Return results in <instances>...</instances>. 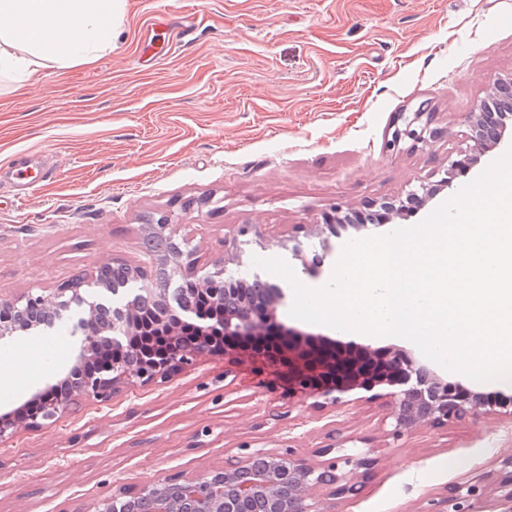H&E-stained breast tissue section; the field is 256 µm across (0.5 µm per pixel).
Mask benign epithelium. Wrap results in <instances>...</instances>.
<instances>
[{
	"instance_id": "7a95c632",
	"label": "benign epithelium",
	"mask_w": 512,
	"mask_h": 512,
	"mask_svg": "<svg viewBox=\"0 0 512 512\" xmlns=\"http://www.w3.org/2000/svg\"><path fill=\"white\" fill-rule=\"evenodd\" d=\"M511 121L512 78H500L489 97L464 114L466 147L457 151V158L448 160L440 187L452 188L456 174L469 170L477 162V154L499 147ZM444 135L433 126L428 104L422 102L415 110L399 115L387 132L384 148L397 150L407 140L414 147H427ZM435 194L424 187L420 192L409 191L404 200H384L378 207L387 211L389 221L404 215L405 201L419 197L426 203ZM181 229L178 214L161 211L143 230L139 247L144 260L107 262L89 275H77L39 293L28 289L0 294V342L33 329H52L70 310L76 316L70 329L74 360L58 379L71 386L70 392L60 394L52 389V381H46L31 395L40 408L37 415L18 421L0 418V444L22 430L56 422L84 400L105 404L119 388L167 381L197 357L212 352L210 339L218 326L224 328V352L260 362L288 384L335 405L357 389L394 388L389 393L390 418L398 435L431 423L484 415L512 418V399L491 401L459 390L411 352L352 343L331 345L285 326L277 315L286 298L282 288L258 278L243 287V279L227 274L224 262L203 260ZM251 231L253 227L248 225L230 231L221 238L222 247L241 257L242 246L247 244L243 236ZM187 274L193 279L194 291L208 297L211 312H201L186 300L181 280ZM130 283L139 284L138 293L120 307L85 296L87 288H103L116 295ZM145 318L153 319L171 337L173 348L164 360L150 352L134 351L96 373L83 370V364L101 347L134 344ZM187 320L193 321L194 327L190 342L180 338V326ZM363 462L362 457L344 454L320 467L291 453L285 456L258 449L203 474L164 477L135 491L101 495L78 512H323L318 508L317 492L325 488L334 495L356 496L361 488L357 469ZM502 463L506 472L494 492L512 512V456ZM475 496L474 484H460L452 512H477Z\"/></svg>"
}]
</instances>
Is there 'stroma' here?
Segmentation results:
<instances>
[{"label": "stroma", "instance_id": "stroma-1", "mask_svg": "<svg viewBox=\"0 0 512 512\" xmlns=\"http://www.w3.org/2000/svg\"><path fill=\"white\" fill-rule=\"evenodd\" d=\"M512 76V0H125L112 42L89 64L49 63L0 81V176L21 157L29 187H0V294L53 288L100 263L140 258L153 213L184 215L205 260L241 224L253 256L290 261L325 285L343 246L424 220L502 156H481L429 205L388 224L305 238L330 203L344 212L438 181L464 142L462 115L493 78ZM429 102L446 137L383 149L399 112ZM303 241L294 259L291 238ZM67 323L0 343L25 380L0 391V415L70 363ZM386 397L337 406L289 390L272 370L213 353L166 383L83 401L50 426L0 444V512H74L103 494L201 474L263 448L313 464L367 457L359 496L323 492L324 512H432L483 475L478 512H504L493 488L512 423L491 416L394 436Z\"/></svg>", "mask_w": 512, "mask_h": 512}]
</instances>
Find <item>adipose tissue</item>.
<instances>
[{"label":"adipose tissue","mask_w":512,"mask_h":512,"mask_svg":"<svg viewBox=\"0 0 512 512\" xmlns=\"http://www.w3.org/2000/svg\"><path fill=\"white\" fill-rule=\"evenodd\" d=\"M123 0H0V77L93 62Z\"/></svg>","instance_id":"adipose-tissue-1"}]
</instances>
